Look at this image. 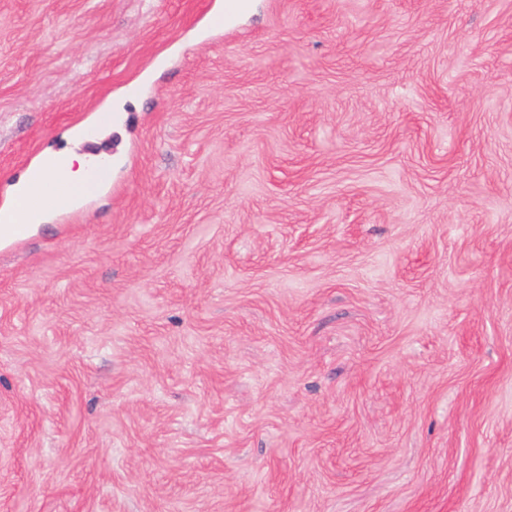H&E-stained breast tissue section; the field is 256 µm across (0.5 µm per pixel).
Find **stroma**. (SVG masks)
I'll list each match as a JSON object with an SVG mask.
<instances>
[{"label":"stroma","instance_id":"1","mask_svg":"<svg viewBox=\"0 0 512 512\" xmlns=\"http://www.w3.org/2000/svg\"><path fill=\"white\" fill-rule=\"evenodd\" d=\"M223 10L0 0V512H512V0ZM74 161L79 163L76 172ZM85 165L83 157L48 153L29 168L17 184L19 193L13 203L0 209L9 213L3 220L0 216V247L37 231L53 212L75 206L90 189Z\"/></svg>","mask_w":512,"mask_h":512}]
</instances>
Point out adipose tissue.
Masks as SVG:
<instances>
[{"label":"adipose tissue","instance_id":"adipose-tissue-1","mask_svg":"<svg viewBox=\"0 0 512 512\" xmlns=\"http://www.w3.org/2000/svg\"><path fill=\"white\" fill-rule=\"evenodd\" d=\"M17 188V197L0 220V246L26 238L53 212L75 206L89 191L85 169L75 168L72 156L53 153L29 168Z\"/></svg>","mask_w":512,"mask_h":512}]
</instances>
